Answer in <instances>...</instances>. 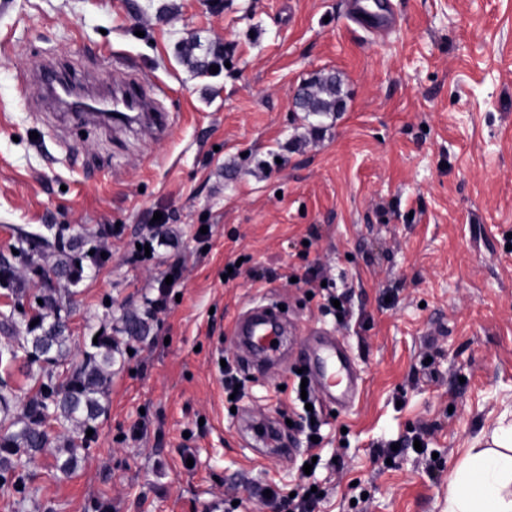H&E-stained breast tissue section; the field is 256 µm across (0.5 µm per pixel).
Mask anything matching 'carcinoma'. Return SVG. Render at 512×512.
I'll use <instances>...</instances> for the list:
<instances>
[{"label": "carcinoma", "mask_w": 512, "mask_h": 512, "mask_svg": "<svg viewBox=\"0 0 512 512\" xmlns=\"http://www.w3.org/2000/svg\"><path fill=\"white\" fill-rule=\"evenodd\" d=\"M343 102L341 80L333 73L306 84L297 101L300 111L320 114L337 112ZM10 264L0 262V287L14 295V307L26 314V289L12 287ZM74 291L61 296L56 289L46 288L38 295L43 304H29L26 336L18 346H3L11 358L23 353L28 374L37 383L33 395L18 409L12 396L0 389V492L19 503L26 498L28 487L25 466L42 454L50 455L55 470L70 477L77 469L81 453L92 441L87 431L95 429L104 411L112 363L121 354L110 336L88 342L80 364L66 370L65 378L56 380L54 369L72 356L67 321L72 313Z\"/></svg>", "instance_id": "obj_1"}]
</instances>
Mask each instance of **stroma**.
Wrapping results in <instances>:
<instances>
[{
    "label": "stroma",
    "mask_w": 512,
    "mask_h": 512,
    "mask_svg": "<svg viewBox=\"0 0 512 512\" xmlns=\"http://www.w3.org/2000/svg\"><path fill=\"white\" fill-rule=\"evenodd\" d=\"M210 2L0 0V257L29 296L73 289V361L100 331L127 350L77 471L38 458L24 508L0 495V512H269L267 486L306 480L315 512H446L450 477L512 410V0H390L382 34L343 0ZM216 52L214 74L185 61ZM127 67L168 88L165 137L37 98L44 70L106 85ZM323 72L342 110L300 112ZM157 213L168 241L140 258ZM175 264L177 298L146 318ZM331 295L347 322L325 316ZM267 303L293 333L255 372L231 330ZM315 336L361 383L340 409L312 385L311 448L293 386ZM224 359L243 367L233 403Z\"/></svg>",
    "instance_id": "1"
}]
</instances>
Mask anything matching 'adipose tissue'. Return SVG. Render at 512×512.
I'll list each match as a JSON object with an SVG mask.
<instances>
[{"label": "adipose tissue", "instance_id": "ef3b65f1", "mask_svg": "<svg viewBox=\"0 0 512 512\" xmlns=\"http://www.w3.org/2000/svg\"><path fill=\"white\" fill-rule=\"evenodd\" d=\"M448 512H512V424L494 429L490 446L471 452L451 477Z\"/></svg>", "mask_w": 512, "mask_h": 512}]
</instances>
